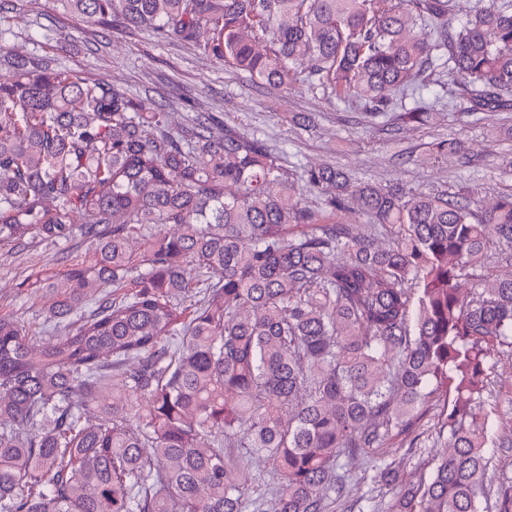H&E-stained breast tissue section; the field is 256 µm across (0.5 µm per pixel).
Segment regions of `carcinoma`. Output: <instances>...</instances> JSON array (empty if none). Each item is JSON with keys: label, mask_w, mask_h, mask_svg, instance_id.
Segmentation results:
<instances>
[{"label": "carcinoma", "mask_w": 512, "mask_h": 512, "mask_svg": "<svg viewBox=\"0 0 512 512\" xmlns=\"http://www.w3.org/2000/svg\"><path fill=\"white\" fill-rule=\"evenodd\" d=\"M70 15L144 28L274 86L358 101L372 119L411 96L424 124L448 75L463 110L512 112V0H55ZM170 113L34 51L0 46V243L76 234L87 260L47 278L49 342L0 314V512H245L272 464L271 512L344 509L341 460L434 400L444 452L386 512H481L497 397L512 351V192L470 199L354 185L330 165L297 180L258 137ZM434 158L464 157L440 141ZM319 191L320 223L302 206ZM376 478L400 482L393 463Z\"/></svg>", "instance_id": "1"}]
</instances>
